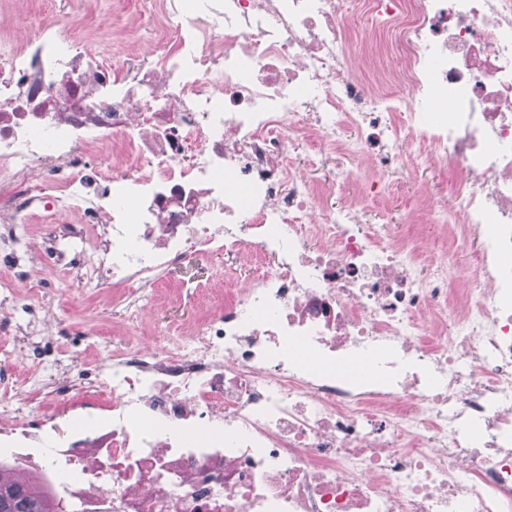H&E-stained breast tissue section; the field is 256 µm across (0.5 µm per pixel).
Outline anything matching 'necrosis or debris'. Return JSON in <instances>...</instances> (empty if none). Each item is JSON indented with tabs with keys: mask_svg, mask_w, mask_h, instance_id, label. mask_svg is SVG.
Here are the masks:
<instances>
[{
	"mask_svg": "<svg viewBox=\"0 0 512 512\" xmlns=\"http://www.w3.org/2000/svg\"><path fill=\"white\" fill-rule=\"evenodd\" d=\"M126 26L118 65L59 18L0 31V263L29 286L0 277V446L68 512H512V0H135ZM430 168L437 244L370 221ZM32 207L67 221L20 250ZM216 255L255 273L138 337ZM53 270L115 291L95 361ZM77 283L72 279L68 278L66 280L54 276H47L40 283L41 293L49 298L55 300H66L69 297H83V289L78 288Z\"/></svg>",
	"mask_w": 512,
	"mask_h": 512,
	"instance_id": "4bbe7bcc",
	"label": "necrosis or debris"
}]
</instances>
